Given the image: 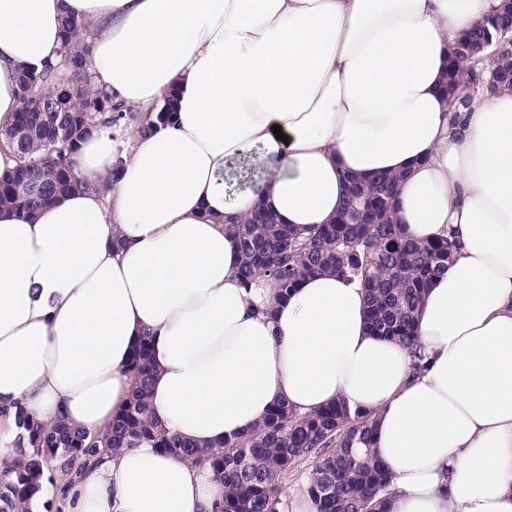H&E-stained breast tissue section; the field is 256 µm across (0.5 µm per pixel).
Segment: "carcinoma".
Returning <instances> with one entry per match:
<instances>
[{
    "mask_svg": "<svg viewBox=\"0 0 512 512\" xmlns=\"http://www.w3.org/2000/svg\"><path fill=\"white\" fill-rule=\"evenodd\" d=\"M90 24L66 16L62 20L64 52L55 64L23 72L18 77L21 107L4 140L18 155V165L0 177V207L33 213L58 197L78 190L82 183L72 156L90 129L110 128L119 121H134L139 113L112 100L92 86ZM512 34V5L457 42L454 56L464 49L466 63L450 61L446 93L451 111L465 107L477 94L493 95L511 78L490 71L481 60L488 49L507 45ZM175 96L169 94L155 119L142 126L171 121ZM35 179L45 190L23 196L17 188ZM397 177L382 175L369 188L353 183L350 198L357 205L376 207L375 224H323L307 239L291 233L272 213L257 209L244 221L227 229L235 237L242 261L238 277L249 286L257 276L268 278L284 295L307 275L332 270L360 281L369 301V321L382 337L410 350L414 369L422 368L417 354L415 316L432 280L448 269L457 249L449 238L417 243L406 238L393 218ZM129 371L134 376L127 405L107 430L96 438L59 422L47 426L20 410V429L14 461L0 470V512H30L29 502L49 470L69 474L82 470L87 457L103 447L112 451L149 442L163 452L210 469L224 486V501L217 512H280V485L301 461L311 458L307 493L316 512H387L392 495L388 475L371 448L373 421L353 414L343 402L308 413L278 404L247 434L227 439L218 449L199 447L174 431L155 423L148 409V387L153 368L148 347L140 345Z\"/></svg>",
    "mask_w": 512,
    "mask_h": 512,
    "instance_id": "1",
    "label": "carcinoma"
}]
</instances>
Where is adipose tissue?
Listing matches in <instances>:
<instances>
[{"label": "adipose tissue", "instance_id": "adipose-tissue-1", "mask_svg": "<svg viewBox=\"0 0 512 512\" xmlns=\"http://www.w3.org/2000/svg\"><path fill=\"white\" fill-rule=\"evenodd\" d=\"M501 0H0V130L17 76L55 62L61 19L93 25L96 86L176 116L94 128L84 182L31 214L0 209V467L15 415L98 434L125 407L136 347L158 424L217 446L285 404L375 417L389 512H512V92L450 112L454 42ZM260 148V191L225 178ZM401 174L396 218L458 249L416 316L421 370L374 335L357 282L323 271L288 296L242 286L227 216L267 205L302 234L348 180ZM108 191H99L103 180ZM209 468L150 444L91 457L66 512H214Z\"/></svg>", "mask_w": 512, "mask_h": 512}]
</instances>
